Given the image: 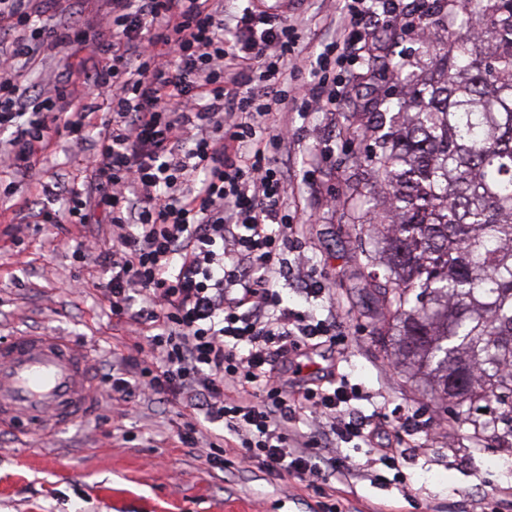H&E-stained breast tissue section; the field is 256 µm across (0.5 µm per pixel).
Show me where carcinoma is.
Returning a JSON list of instances; mask_svg holds the SVG:
<instances>
[{
    "label": "carcinoma",
    "mask_w": 512,
    "mask_h": 512,
    "mask_svg": "<svg viewBox=\"0 0 512 512\" xmlns=\"http://www.w3.org/2000/svg\"><path fill=\"white\" fill-rule=\"evenodd\" d=\"M441 16L450 26L432 50L436 78L407 75L400 94L364 112L383 202L356 182L346 195L368 217L356 236L387 225L382 245L359 248L360 264L374 276L383 267L377 303L403 359L430 370L435 398L453 401L476 439L511 441L512 0H434L427 23ZM371 68L403 72L392 56Z\"/></svg>",
    "instance_id": "1"
}]
</instances>
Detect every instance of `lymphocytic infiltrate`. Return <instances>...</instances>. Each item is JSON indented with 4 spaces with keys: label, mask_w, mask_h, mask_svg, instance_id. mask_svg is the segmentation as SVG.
<instances>
[{
    "label": "lymphocytic infiltrate",
    "mask_w": 512,
    "mask_h": 512,
    "mask_svg": "<svg viewBox=\"0 0 512 512\" xmlns=\"http://www.w3.org/2000/svg\"><path fill=\"white\" fill-rule=\"evenodd\" d=\"M103 2L93 24L57 26L42 19L41 0H0V129L27 120L0 145V166L32 168L52 127L82 137L86 94L109 99L93 149L100 200L112 210L108 299L113 316L151 327L153 358L143 381L139 360L124 357L113 400L175 397L223 423L238 463L317 486L340 463L319 452L313 433L369 442L374 432L352 419L350 388L305 379L295 357L314 356L327 328L281 307L272 288L298 239L275 158L290 131L275 115L290 105L336 111L328 70L374 42L379 17L400 29L408 20L397 0H339L336 37L313 54L298 49L295 20L254 0L229 16L224 0ZM67 50L99 63L82 79L31 92L17 62ZM304 71L313 83H296ZM260 82L273 93H256ZM294 409L309 414L311 432L285 427Z\"/></svg>",
    "instance_id": "obj_1"
}]
</instances>
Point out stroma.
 I'll return each mask as SVG.
<instances>
[{"instance_id": "1", "label": "stroma", "mask_w": 512, "mask_h": 512, "mask_svg": "<svg viewBox=\"0 0 512 512\" xmlns=\"http://www.w3.org/2000/svg\"><path fill=\"white\" fill-rule=\"evenodd\" d=\"M336 0H304L299 10V44L312 50L333 38L325 25ZM448 21L412 29L387 40L377 32L379 53L403 56L407 71L433 69L431 49L447 37ZM94 61L86 53L47 57L30 67L35 91L51 90L59 78L81 77ZM357 98L335 112L285 113L295 138L277 155L288 176V210H301L298 228L308 269L317 271L325 292L307 297L293 272L277 276L274 288L284 306L328 320L333 337L319 349L311 377L348 380L361 392L352 406L382 427L373 443L335 442L344 470L330 479L332 495L293 482L272 480L258 468L215 463L224 425H207L197 445L179 443L185 418L171 399L134 404L108 396L119 355L134 351L128 326L118 324L97 283L106 276L100 253L112 247V218L94 190L85 159L96 129L84 140L61 134L43 149L29 172L4 175L16 190H0V339L21 331H53L90 349L96 375L97 407L84 424L46 441L21 443L0 433V512H512V448L488 438L475 440L469 425L449 426L434 436L439 420L450 418L435 404L423 380L401 371L382 350L384 327L373 286L356 263L351 232L356 214L344 204L347 183L361 182L373 195L378 184L367 175L364 151L348 118L377 95L398 92L393 73L368 74L364 63L347 64ZM58 189L42 194V185ZM80 190L94 214L89 224H48L45 214L63 213L71 190ZM407 418V452L395 463L381 461L378 448L396 440L383 418Z\"/></svg>"}]
</instances>
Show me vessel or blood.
Wrapping results in <instances>:
<instances>
[{"label": "vessel or blood", "mask_w": 512, "mask_h": 512, "mask_svg": "<svg viewBox=\"0 0 512 512\" xmlns=\"http://www.w3.org/2000/svg\"><path fill=\"white\" fill-rule=\"evenodd\" d=\"M89 353L48 332L0 342V427L44 441L95 405Z\"/></svg>", "instance_id": "vessel-or-blood-1"}]
</instances>
